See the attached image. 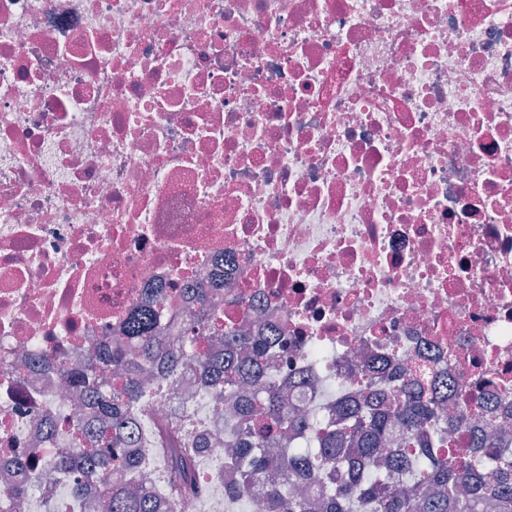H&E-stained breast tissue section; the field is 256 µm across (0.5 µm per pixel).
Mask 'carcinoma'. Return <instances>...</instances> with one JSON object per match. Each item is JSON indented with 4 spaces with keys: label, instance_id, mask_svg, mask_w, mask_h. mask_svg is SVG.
<instances>
[{
    "label": "carcinoma",
    "instance_id": "carcinoma-1",
    "mask_svg": "<svg viewBox=\"0 0 512 512\" xmlns=\"http://www.w3.org/2000/svg\"><path fill=\"white\" fill-rule=\"evenodd\" d=\"M157 323L154 307L136 306L123 339L83 365L62 368L89 414L74 424L73 447L61 453L57 471L95 482L118 464L139 490L106 485L111 512H158L164 490L152 493L143 484L145 450L135 411L176 383L186 364L238 418L237 440L224 456L229 507L257 488L278 512H512V459L495 437L499 415L484 413L474 435L468 403H459L457 415L442 416L451 381L423 386L408 370L406 381L385 394L364 378L358 399L336 408L332 430L316 445L285 451L266 446L265 438L301 434L310 422L267 382L259 361L288 353V339L247 336L224 325L218 308L196 325L195 335L175 343L159 334ZM209 443L202 433L183 448L166 449L170 486L200 491L196 474Z\"/></svg>",
    "mask_w": 512,
    "mask_h": 512
}]
</instances>
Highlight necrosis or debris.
<instances>
[{
    "mask_svg": "<svg viewBox=\"0 0 512 512\" xmlns=\"http://www.w3.org/2000/svg\"><path fill=\"white\" fill-rule=\"evenodd\" d=\"M175 281L297 337L267 369L308 414L415 364L511 412L512 0H0V471L33 484L0 512H93L101 483L40 480L60 370L146 301L188 335ZM198 383L150 447L229 435ZM224 451L165 512H224Z\"/></svg>",
    "mask_w": 512,
    "mask_h": 512,
    "instance_id": "1",
    "label": "necrosis or debris"
}]
</instances>
